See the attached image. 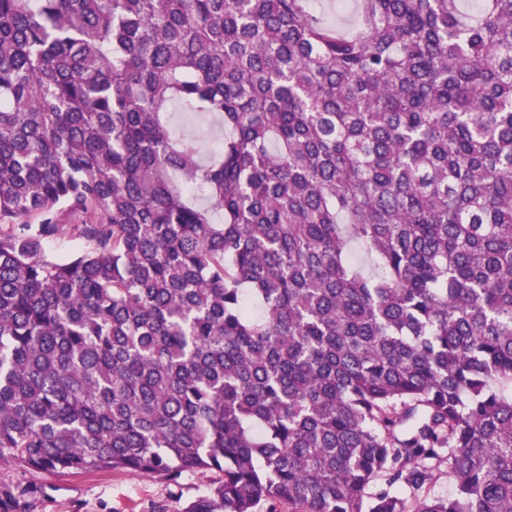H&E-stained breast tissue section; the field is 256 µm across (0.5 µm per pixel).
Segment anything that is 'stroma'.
<instances>
[{"instance_id": "stroma-1", "label": "stroma", "mask_w": 512, "mask_h": 512, "mask_svg": "<svg viewBox=\"0 0 512 512\" xmlns=\"http://www.w3.org/2000/svg\"><path fill=\"white\" fill-rule=\"evenodd\" d=\"M219 478L217 472L203 471L173 482L126 470L30 473L14 464L0 465V482L26 490L30 512H185Z\"/></svg>"}]
</instances>
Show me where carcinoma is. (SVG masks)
I'll use <instances>...</instances> for the list:
<instances>
[{
  "label": "carcinoma",
  "mask_w": 512,
  "mask_h": 512,
  "mask_svg": "<svg viewBox=\"0 0 512 512\" xmlns=\"http://www.w3.org/2000/svg\"><path fill=\"white\" fill-rule=\"evenodd\" d=\"M6 462L512 512V0H0Z\"/></svg>",
  "instance_id": "cac0c4a2"
}]
</instances>
